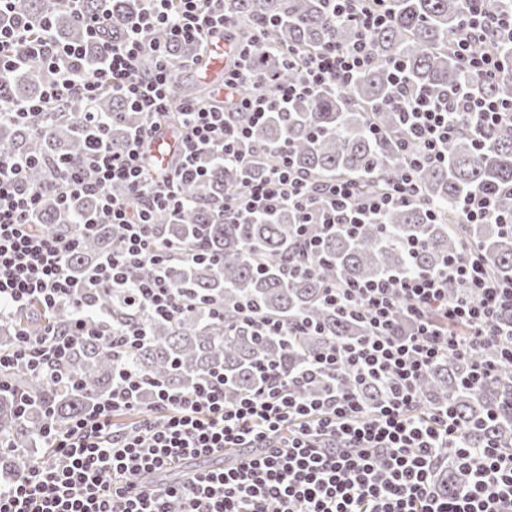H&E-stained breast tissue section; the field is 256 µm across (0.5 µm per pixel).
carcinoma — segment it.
<instances>
[{
  "instance_id": "carcinoma-1",
  "label": "carcinoma",
  "mask_w": 512,
  "mask_h": 512,
  "mask_svg": "<svg viewBox=\"0 0 512 512\" xmlns=\"http://www.w3.org/2000/svg\"><path fill=\"white\" fill-rule=\"evenodd\" d=\"M464 0H389L387 22L371 35L377 59L374 66L351 83L314 98L293 100L288 109L274 112L253 129L245 149L258 155V164L239 168L224 163L218 151L201 156L206 171L201 179L179 186L180 207L154 217L157 238L174 247L168 253L173 278L184 293L195 298V307L174 320L149 317L127 295L110 288L97 291L89 302L92 310L109 314L117 327L145 325L149 336L144 346L130 355L116 352L98 340L73 346L65 371L78 380L76 388L64 387L52 378L24 373L9 376L10 390L0 394V436L9 448L0 451V484L11 483L22 465L45 458L43 431L51 423L67 428L112 391L116 366L128 361L144 378L140 400L149 407L155 386L189 391L208 376L224 374L225 396L233 400L254 391L260 383L259 368L268 361L280 364L293 379L310 368L313 357L337 341L361 339L371 334L365 323L340 314L325 300L333 282H366L390 274L434 271L443 261L468 245L489 260L490 273L512 280V234L499 224L459 223V203L467 195L494 198L501 215H512V123L486 127L485 147L469 118L458 121L448 139V161L426 164L416 171L419 197L386 211L379 220L349 224L345 217L325 231L318 224L323 198L316 197L310 224L301 229L297 213L286 207L250 219L219 214L224 194L244 181L263 178L277 160L276 150L290 147L294 166L322 188L343 178L359 185L353 205L381 191L402 173L405 156L397 144L405 139L399 109L387 105L393 94L388 63L400 62L408 81L417 89L433 92L467 88L500 101L512 100V50L505 68L493 81H481L468 72L454 55L453 42L460 36L459 21ZM88 13L107 12L106 41H118L138 14L140 0H82ZM326 0H224V13L234 19L239 36L248 38L257 21L277 20L265 32L255 51L257 68L285 72L274 49L294 45L319 50L329 42L345 44L352 31L333 26ZM23 11L37 22L48 16L55 38L63 43L85 40V32L67 5L49 0H24ZM153 38L169 45L171 55L201 64L205 57L190 43L169 40L160 28ZM51 75L25 68L0 80V107L7 108L40 96ZM206 88L177 79L171 87L176 102L203 99ZM98 113L112 151L123 149L130 131L142 122L110 94L85 103L73 101L66 112L51 114L39 125L5 119L0 122V151L39 159L27 174V184L43 187L51 179L50 165L61 156L80 159L85 142L80 134L83 113ZM376 124L387 134L375 138ZM97 208L93 198L70 203L64 213L53 191L42 197L37 222L59 235H76L78 223ZM120 247L118 231L102 224L95 235L80 242L70 255L69 272L83 276L100 258ZM204 250L210 259L190 261L186 255ZM224 305V316L211 303ZM250 303L259 314L282 321L288 331L280 336H261L257 329L236 318V309ZM34 308L16 318L0 321V348H11L19 325L35 324ZM305 322L317 329L304 333L295 326ZM497 359L494 377L476 388L466 385L478 356L450 357L434 363L419 380L420 408L450 406L466 426L465 444L481 448L493 444L512 448V361L497 357L493 349L481 353ZM332 379L316 372L303 379L301 391L323 395ZM30 398L19 415L18 395ZM464 476L443 468L434 477V490L445 495L460 488Z\"/></svg>"
}]
</instances>
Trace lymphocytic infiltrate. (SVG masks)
I'll list each match as a JSON object with an SVG mask.
<instances>
[{
	"label": "lymphocytic infiltrate",
	"mask_w": 512,
	"mask_h": 512,
	"mask_svg": "<svg viewBox=\"0 0 512 512\" xmlns=\"http://www.w3.org/2000/svg\"><path fill=\"white\" fill-rule=\"evenodd\" d=\"M21 2L0 0V78L36 67L53 79L38 100L14 105L12 120L40 119L73 100L90 102L110 93L141 113L143 122L122 152H112L100 134L81 160L54 163L50 186L62 205L81 196L97 201L94 217L80 222L79 235L72 237L48 233L35 220L42 192L26 185L34 158L0 152V319L33 306L44 313L65 306L74 311L71 326L62 331L49 323L36 333L20 327L15 345L0 350V389L7 385L5 373L16 370L71 384L60 367L84 339L125 348L141 344L146 328H112L107 315L82 305V297L102 287L132 291L157 318L190 309L193 299L178 293L167 270L152 213L177 207L176 183L202 176L197 158L203 151H220L225 162L247 167L251 158L243 146L270 112L350 82L369 68L370 36L386 21L385 13L364 0H329L332 22L351 29L353 39L313 54L281 47L288 64L283 75L251 68L253 48L265 32L257 27L252 41L230 47L223 106L184 103L178 125L171 126L165 122L170 89L182 66L151 34L161 26L171 41L209 47L235 28L224 0H141L125 38L112 43L99 40L104 16L81 14L103 56L102 65L92 69L83 65L84 46L54 40L50 20L32 24ZM467 3L455 53L471 73L490 81L503 66L499 44L512 43V14L487 13L483 0ZM147 56L153 65L145 70L141 61ZM393 75V103L408 131V163L401 180L363 203L361 223L413 196L417 166L444 161L459 115H471L481 128L512 119V102L464 91L451 103L412 89L401 69ZM247 82L251 94L238 97V87ZM228 111L250 113L251 126L225 129ZM167 137L178 158L173 167L160 164L152 152ZM117 183L125 186L126 197L113 195ZM312 199L308 179L282 161L265 179L227 193L224 208L247 218L285 204L305 220ZM100 224L121 227L122 245L85 278L74 279L69 256L81 236ZM452 280L463 285L453 297ZM327 298L372 328L365 340L336 343L314 358L313 369L334 376L331 392L303 395L267 363L255 392L236 401L225 400L224 383L216 378L187 392L159 388L146 411L139 404L141 375L119 366L111 393L90 411L66 430L47 426L44 439L53 462L33 463L13 483L0 485V512H512V448L463 447L464 424L446 407L421 412L417 395L420 377L438 360L487 348L512 359V330L497 323L499 313L512 308V281L492 279L486 257L467 249L434 272L336 283ZM399 311L414 323L403 336L393 326ZM374 383L384 395L370 408L362 391ZM120 414L133 415L131 428L115 424ZM217 455L224 458L223 468L197 470L186 481L162 486L149 481L186 460ZM448 463L465 471L468 481L439 496L433 476Z\"/></svg>",
	"instance_id": "lymphocytic-infiltrate-1"
}]
</instances>
